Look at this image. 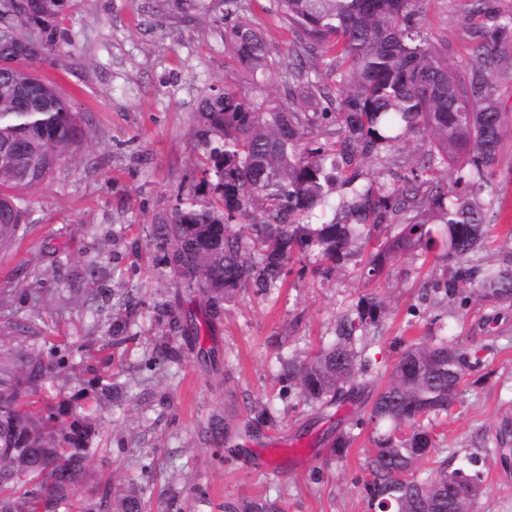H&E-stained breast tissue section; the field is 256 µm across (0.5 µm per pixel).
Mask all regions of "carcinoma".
<instances>
[{
	"instance_id": "obj_1",
	"label": "carcinoma",
	"mask_w": 512,
	"mask_h": 512,
	"mask_svg": "<svg viewBox=\"0 0 512 512\" xmlns=\"http://www.w3.org/2000/svg\"><path fill=\"white\" fill-rule=\"evenodd\" d=\"M67 0H0V248L11 245L27 214L25 195L46 183L59 162L82 141L79 113L57 83L35 64L60 51L58 22ZM291 32L293 52L332 55L288 69V93L266 105L246 94L220 90L201 99L199 181L154 222L152 241L175 277L177 303L154 305L161 335L149 364L180 361L181 340L212 332L224 304L251 288L267 293L289 273L296 253L340 268L374 243L361 275L381 277L391 254L425 253L436 244L433 226L446 235L443 278L433 287L451 297L469 286L483 300L512 303V250L495 263L483 255L485 227L498 219L485 199L506 128L491 78L512 45V8L501 0H471L481 19L468 29L475 60L461 75L423 28L427 0H271ZM39 41L31 42L32 30ZM225 41L253 82L272 60L260 31L237 21ZM332 83H323V76ZM297 84L315 87L320 100L303 112ZM335 126L324 140L316 127ZM409 135L429 143L422 162L390 183L364 182L366 164ZM452 177V184L443 179ZM398 235L381 234L391 225ZM139 305L130 291L112 305V343L126 342ZM386 313L384 300L365 296L354 315L336 323L334 340L309 361L281 362L288 381L316 403L356 394L367 373L362 358L368 329ZM30 333L27 320L0 311V329ZM467 349L442 336L411 343L376 392L375 423L366 458L369 505L376 512H474L481 472L442 462L426 479L416 471L435 447L424 420L448 412L460 394ZM53 363L35 352L0 361V512H63L84 483L93 449L90 417L62 405L48 415L23 402ZM228 423L214 420L208 441L229 439ZM145 491L131 486L104 494L87 512H144ZM224 512H282L277 500L239 499Z\"/></svg>"
}]
</instances>
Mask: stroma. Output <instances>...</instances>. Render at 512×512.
Instances as JSON below:
<instances>
[{
    "mask_svg": "<svg viewBox=\"0 0 512 512\" xmlns=\"http://www.w3.org/2000/svg\"><path fill=\"white\" fill-rule=\"evenodd\" d=\"M470 0H428L424 29L466 65L474 45L463 34ZM256 26L273 68L254 90L224 41L227 21ZM58 32L61 53L37 66L56 82L80 117L82 143L54 175L27 196L26 224L0 249V298L32 332L0 331V357L23 350L55 353L61 365L26 402L40 412L68 402L97 424L88 475L69 512L132 485L147 487V512H165L171 487L182 488L184 512H224L241 498L281 499L285 512H371L365 458L374 426L375 390L400 350L428 335L447 337L479 362L466 370L457 401L432 421L436 439L419 466L426 476L477 457L483 488L475 512H512V307L473 296L450 301L432 285L443 252L404 253L375 281L355 266L317 273L315 256L295 254L278 288L241 291L225 305L214 334L186 347L180 362L146 363L154 343L157 300L175 290L151 241L156 217L196 181L197 113L211 89L226 88L271 101L283 97L291 35L270 0H68ZM492 193L501 216L488 228V256L512 244V137H506ZM134 289L141 304L130 338L113 345L111 308L89 310L92 291ZM383 297L386 314L365 350L367 387L340 407L307 405L282 376L280 362L305 358L330 343L336 320L366 294ZM123 390L106 398V387ZM267 420V441L311 440L300 466L262 468L254 442L232 437L222 454L204 438L212 419L240 428ZM343 430L354 439L343 457L330 446ZM152 462L144 473L143 462Z\"/></svg>",
    "mask_w": 512,
    "mask_h": 512,
    "instance_id": "1",
    "label": "stroma"
}]
</instances>
